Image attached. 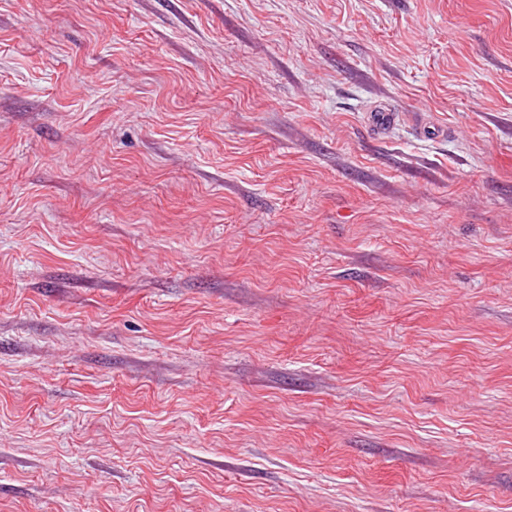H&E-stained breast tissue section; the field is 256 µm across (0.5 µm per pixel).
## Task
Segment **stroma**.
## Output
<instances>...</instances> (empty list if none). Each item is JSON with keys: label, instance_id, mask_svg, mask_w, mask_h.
I'll return each instance as SVG.
<instances>
[{"label": "stroma", "instance_id": "stroma-1", "mask_svg": "<svg viewBox=\"0 0 512 512\" xmlns=\"http://www.w3.org/2000/svg\"><path fill=\"white\" fill-rule=\"evenodd\" d=\"M0 512H512V0H0Z\"/></svg>", "mask_w": 512, "mask_h": 512}]
</instances>
